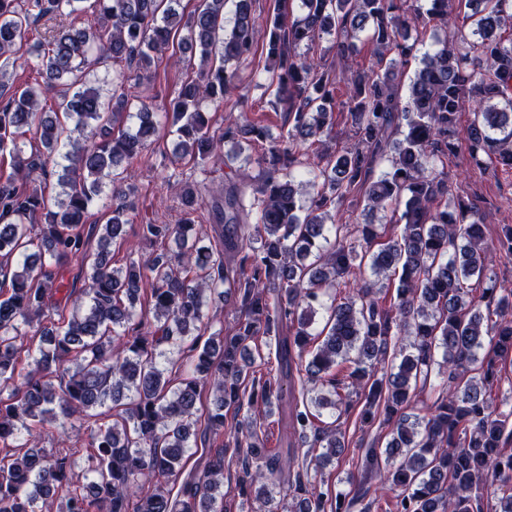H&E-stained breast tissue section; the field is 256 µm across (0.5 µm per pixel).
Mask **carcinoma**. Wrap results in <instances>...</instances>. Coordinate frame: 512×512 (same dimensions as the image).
I'll use <instances>...</instances> for the list:
<instances>
[{
	"instance_id": "cac0c4a2",
	"label": "carcinoma",
	"mask_w": 512,
	"mask_h": 512,
	"mask_svg": "<svg viewBox=\"0 0 512 512\" xmlns=\"http://www.w3.org/2000/svg\"><path fill=\"white\" fill-rule=\"evenodd\" d=\"M180 2L0 0V57L44 18L90 9L99 21L73 20L34 45L44 86L7 94L0 73V165L10 167L0 171V512H231L224 470L235 463L237 496L278 501L266 512H352L364 499L361 512H381L390 492L393 512H512V409L497 403L512 371V283L494 272L512 259V226L488 240L479 207L454 195L447 171L466 100L470 158L512 170V35L501 36L512 32V0H275L264 18L255 0H236L229 19L224 0L188 16ZM416 25L444 38L423 51L408 31ZM183 30L199 74L168 104L133 103L126 83L150 78ZM362 33L368 69L352 58ZM260 45L283 118L276 135L237 94ZM416 60L404 91L396 79ZM111 62L127 72L100 78ZM57 83L47 112L43 87ZM213 109L227 112L224 125L213 126ZM165 127L203 169L240 162L207 197L167 181L183 205L212 215L222 246L193 220L143 224L155 251L116 267L110 246L135 217L123 182ZM32 130L41 149L28 154ZM346 204L364 222L336 219ZM95 205L103 224L88 223ZM147 283L150 319L136 313ZM215 294L235 318L205 339ZM261 336L274 338L275 374ZM436 365L438 398L412 406ZM294 380L287 426L313 438L304 456L315 464L291 474L290 449L254 469L266 458L261 421ZM354 397L360 426L379 421L388 440L356 463L358 495L346 501L321 471L343 454L346 431L323 416L348 413ZM92 418L91 479L76 486L69 431ZM47 422L63 431L54 451L40 445ZM198 447L205 462L189 470Z\"/></svg>"
}]
</instances>
